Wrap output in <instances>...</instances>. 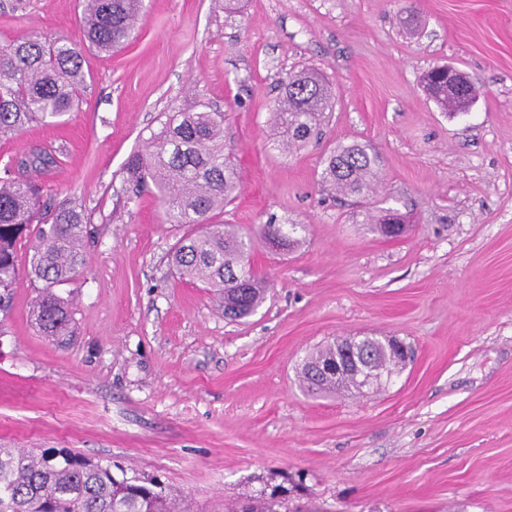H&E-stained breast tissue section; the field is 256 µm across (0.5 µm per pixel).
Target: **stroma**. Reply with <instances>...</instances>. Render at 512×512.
Returning <instances> with one entry per match:
<instances>
[{
  "instance_id": "obj_1",
  "label": "stroma",
  "mask_w": 512,
  "mask_h": 512,
  "mask_svg": "<svg viewBox=\"0 0 512 512\" xmlns=\"http://www.w3.org/2000/svg\"><path fill=\"white\" fill-rule=\"evenodd\" d=\"M144 0L139 31L85 52L65 123L0 137V161L53 144L42 181L89 219L85 263L57 286L75 322L60 346L31 319L29 245L0 309V448H67L159 477L180 512H229L260 481L288 512H512V0ZM79 0H0V47L24 32L81 41ZM414 15L417 34L402 23ZM481 86L442 110L424 75ZM320 72L335 107L291 150L272 129L276 81ZM224 114L242 190L216 217L249 240L265 302L225 319L171 263L194 224H165L124 180L162 115L194 97ZM359 143L378 178L336 195L325 159ZM393 209L405 230L374 224ZM297 225L290 252L268 222ZM388 336L414 356L389 384L321 398L302 359L327 341Z\"/></svg>"
}]
</instances>
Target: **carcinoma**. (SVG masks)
<instances>
[{"mask_svg":"<svg viewBox=\"0 0 512 512\" xmlns=\"http://www.w3.org/2000/svg\"><path fill=\"white\" fill-rule=\"evenodd\" d=\"M143 0H83L81 24L85 44L110 53L133 39ZM83 44V45H85ZM83 45L64 36L23 33L0 49V135L32 122L53 123L74 111L86 85ZM281 97L273 115L278 141L286 148L306 143L334 99L325 81L298 71L278 81ZM425 88L445 111L463 112L476 98L472 82L448 84L445 75L427 73ZM59 163L58 151L32 146L0 167V289L17 273V246L32 251L29 274L41 284L33 310L39 332L59 342L74 331L67 300L55 287L70 280L84 264L87 225L73 206L54 208L43 183L21 179L22 171L47 175ZM127 180L156 196L166 224H205L211 230L182 237L172 260L177 271L218 292L224 318L251 316L265 301L268 288L253 267L242 266L245 242L234 232L212 228L241 189L240 175L224 154V116L204 100L165 113L159 132L125 164ZM377 177L374 155L358 144L340 145L327 156L323 179L336 191L365 197ZM294 224H266V243L291 250L298 244ZM343 360L336 376L320 366ZM408 356L393 340L376 336L329 342L307 356L300 373L308 389L340 391L355 386L363 372L379 386L406 365ZM85 457L61 448L40 453L0 448V512H173L171 492L157 480L118 478L111 466H87ZM276 501L253 495L233 512H275Z\"/></svg>","mask_w":512,"mask_h":512,"instance_id":"cac0c4a2","label":"carcinoma"}]
</instances>
